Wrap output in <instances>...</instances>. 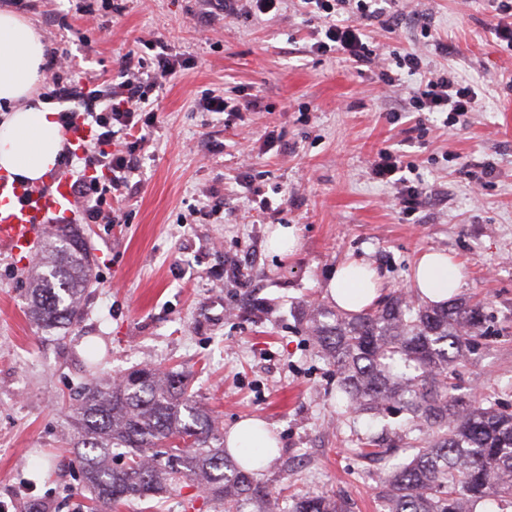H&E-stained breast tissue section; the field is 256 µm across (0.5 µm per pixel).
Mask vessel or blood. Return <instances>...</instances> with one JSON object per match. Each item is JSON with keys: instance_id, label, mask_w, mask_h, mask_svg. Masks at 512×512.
Wrapping results in <instances>:
<instances>
[{"instance_id": "vessel-or-blood-1", "label": "vessel or blood", "mask_w": 512, "mask_h": 512, "mask_svg": "<svg viewBox=\"0 0 512 512\" xmlns=\"http://www.w3.org/2000/svg\"><path fill=\"white\" fill-rule=\"evenodd\" d=\"M73 205L67 179H59L53 192L43 194L0 172V245L21 251L43 229L49 215L70 212Z\"/></svg>"}]
</instances>
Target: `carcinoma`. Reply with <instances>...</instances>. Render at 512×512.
<instances>
[{"instance_id":"carcinoma-1","label":"carcinoma","mask_w":512,"mask_h":512,"mask_svg":"<svg viewBox=\"0 0 512 512\" xmlns=\"http://www.w3.org/2000/svg\"><path fill=\"white\" fill-rule=\"evenodd\" d=\"M93 260L80 228L43 241L32 268L29 314L42 331L65 330L82 315ZM319 357L340 379L353 412L396 409L424 437L412 458L381 478L384 512H478L512 505V413L491 399L451 393L448 369L482 335L485 315L454 298L443 304L396 292L357 313L323 302L304 307ZM72 463L92 494L89 512L146 501L181 487L199 489L215 512H284L280 498L224 448L218 418L172 368L134 367L83 387L71 411ZM289 512H347L332 496L301 497Z\"/></svg>"}]
</instances>
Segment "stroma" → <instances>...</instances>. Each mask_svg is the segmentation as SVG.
Listing matches in <instances>:
<instances>
[{"label": "stroma", "mask_w": 512, "mask_h": 512, "mask_svg": "<svg viewBox=\"0 0 512 512\" xmlns=\"http://www.w3.org/2000/svg\"><path fill=\"white\" fill-rule=\"evenodd\" d=\"M498 0H397L395 30L372 27L386 51L419 50L477 94L474 111L448 126L415 112L407 89L385 85L384 55L360 64L311 52L318 20L301 0L277 15L239 14L196 25L198 0H127L123 12H76L71 0H0L33 22L45 43L64 29L110 30L80 67L111 79L130 51L153 60L152 40L182 60L157 92L158 121L138 182L122 202L123 224L85 225L97 286L65 337L26 316L31 264L0 247V512L31 500L54 512H87L71 463L69 413L88 380L89 346L103 371L174 367L231 429L263 419L279 445L257 478L283 501L333 495L351 512H382L379 480L411 451L380 422L338 397L332 367L300 323L305 301L329 302L328 283L351 260L378 272L381 294L412 286L427 251L460 267L458 297L483 304L488 330L458 366L470 399L492 397L512 411V53L492 32ZM428 15L432 40L417 32ZM253 102L249 112L203 111L208 93ZM424 195L408 208L376 178L382 149ZM282 197L280 214L254 195ZM294 227L297 246L269 250L271 230ZM119 512H214L197 489Z\"/></svg>", "instance_id": "35a3bbf8"}]
</instances>
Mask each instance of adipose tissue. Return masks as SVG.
Here are the masks:
<instances>
[{
    "label": "adipose tissue",
    "mask_w": 512,
    "mask_h": 512,
    "mask_svg": "<svg viewBox=\"0 0 512 512\" xmlns=\"http://www.w3.org/2000/svg\"><path fill=\"white\" fill-rule=\"evenodd\" d=\"M45 55L46 47L29 23L0 12V169L25 182L44 181L56 169L64 143L58 112L30 102ZM461 278L458 265L432 251L418 258L412 286L422 300L441 303L456 292ZM328 292L337 306L358 311L377 301L379 280L368 264L350 261L332 276ZM261 427V421L242 420L226 438L229 452L252 470L267 466L277 455L273 439L261 437L260 445H252Z\"/></svg>",
    "instance_id": "adipose-tissue-1"
}]
</instances>
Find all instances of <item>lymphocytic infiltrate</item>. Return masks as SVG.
I'll list each match as a JSON object with an SVG mask.
<instances>
[{
    "label": "lymphocytic infiltrate",
    "instance_id": "lymphocytic-infiltrate-1",
    "mask_svg": "<svg viewBox=\"0 0 512 512\" xmlns=\"http://www.w3.org/2000/svg\"><path fill=\"white\" fill-rule=\"evenodd\" d=\"M282 0H201L204 18L216 21L246 11L262 17L276 12ZM324 19L322 38L312 48L319 53L337 50L357 63L374 59L375 52L364 40L363 26L392 28L396 15L378 7L377 0H302ZM179 64L176 56L158 53L154 64L127 53L120 60L112 80L102 81L91 70L77 71L67 38H60L48 53L45 69L49 89L44 97L62 105L61 120L71 127L84 122L92 129L81 153L65 150L62 163L82 168L70 183L75 207L86 224H118L123 215L113 201L125 198L131 180L141 165L147 139L144 127L155 119L151 96ZM410 103L419 112H440L462 116L473 111L474 90L447 73H436L409 91Z\"/></svg>",
    "mask_w": 512,
    "mask_h": 512
}]
</instances>
